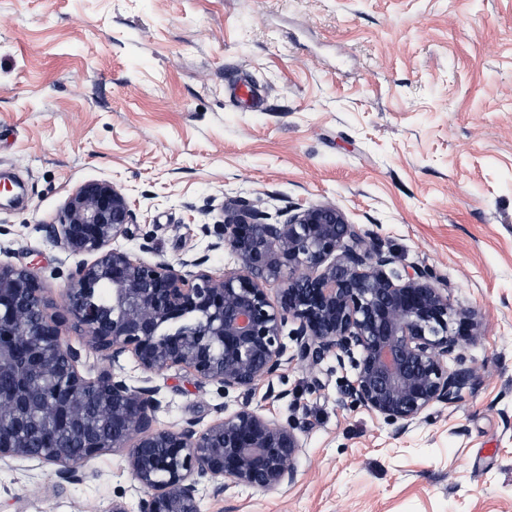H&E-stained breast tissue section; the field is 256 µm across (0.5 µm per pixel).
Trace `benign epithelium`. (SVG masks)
Here are the masks:
<instances>
[{"label":"benign epithelium","mask_w":512,"mask_h":512,"mask_svg":"<svg viewBox=\"0 0 512 512\" xmlns=\"http://www.w3.org/2000/svg\"><path fill=\"white\" fill-rule=\"evenodd\" d=\"M222 212V223L200 231L238 267L214 276L201 269L204 256L148 261L113 246L135 223L123 188L91 180L44 227L67 253L93 257L69 270L58 310L33 267L0 266V424L9 430L0 460L35 459L55 466L59 483H75L84 461L112 448L141 490L138 512H200L203 482L222 500L236 486L272 492L296 481L304 429L250 402L261 382L268 396H289L274 386L287 364L334 358L352 372L342 400L399 434L473 385L462 349L478 336L475 314L454 308L428 269L394 268L395 256L367 242L341 208L298 204L272 215L240 198ZM70 328L84 349L65 343ZM85 351L109 367L82 375ZM124 356L142 385L116 371ZM172 367L238 392L241 406L216 407L205 427H157L153 380Z\"/></svg>","instance_id":"7a95c632"}]
</instances>
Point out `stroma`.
<instances>
[{
	"instance_id": "1",
	"label": "stroma",
	"mask_w": 512,
	"mask_h": 512,
	"mask_svg": "<svg viewBox=\"0 0 512 512\" xmlns=\"http://www.w3.org/2000/svg\"><path fill=\"white\" fill-rule=\"evenodd\" d=\"M96 179L136 214L121 248L215 275L235 262L200 227L224 199L336 205L479 322L475 384L403 434L340 403L332 358L288 366V399L257 386L305 427L297 479L201 490V512H512V0H0V264L34 265L56 306L77 259L44 227ZM159 383L161 428L241 404L180 367ZM118 491L137 512L118 451L75 485L0 462V512H110Z\"/></svg>"
}]
</instances>
